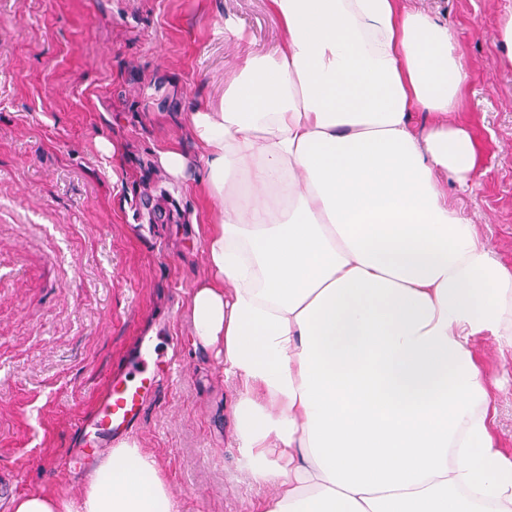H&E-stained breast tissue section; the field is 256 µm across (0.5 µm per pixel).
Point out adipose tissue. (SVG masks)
<instances>
[{
  "instance_id": "obj_1",
  "label": "adipose tissue",
  "mask_w": 512,
  "mask_h": 512,
  "mask_svg": "<svg viewBox=\"0 0 512 512\" xmlns=\"http://www.w3.org/2000/svg\"><path fill=\"white\" fill-rule=\"evenodd\" d=\"M283 42L246 49L188 113L219 222L195 344L221 346L251 512H512V458L475 351L512 348V269L448 200L481 174L448 123L458 34L401 0H269ZM431 121L415 127L412 116ZM14 512H175L124 443L82 495Z\"/></svg>"
}]
</instances>
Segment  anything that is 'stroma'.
<instances>
[{"label": "stroma", "instance_id": "stroma-1", "mask_svg": "<svg viewBox=\"0 0 512 512\" xmlns=\"http://www.w3.org/2000/svg\"><path fill=\"white\" fill-rule=\"evenodd\" d=\"M407 4L459 32L474 81L448 121L477 133L483 174L448 198L512 266V65L497 43L512 0ZM228 18L258 45L281 41L269 0H0V477L17 494L81 495L87 471L58 466L92 443L79 422L149 332L180 373L161 377L129 440L178 512H246L266 492L228 436L223 359L192 343L207 215L157 162L175 147L190 174L202 166L183 118L224 95L239 53ZM484 353L511 449L512 354Z\"/></svg>", "mask_w": 512, "mask_h": 512}]
</instances>
